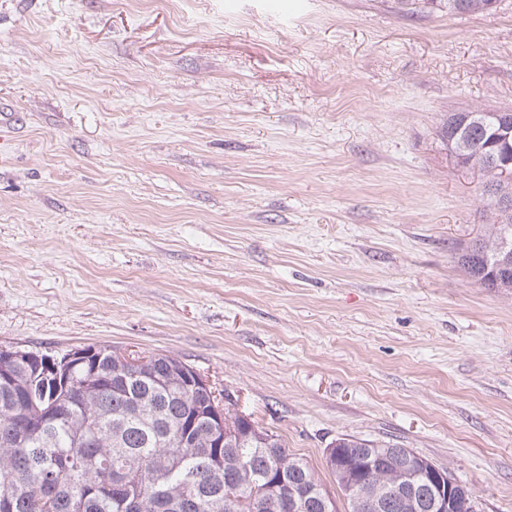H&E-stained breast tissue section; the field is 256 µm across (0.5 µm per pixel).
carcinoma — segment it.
Masks as SVG:
<instances>
[{"instance_id":"carcinoma-1","label":"carcinoma","mask_w":512,"mask_h":512,"mask_svg":"<svg viewBox=\"0 0 512 512\" xmlns=\"http://www.w3.org/2000/svg\"><path fill=\"white\" fill-rule=\"evenodd\" d=\"M448 0L450 13H478L488 0ZM458 138L479 145L465 160L487 177L493 223L461 249L458 263L484 285L502 239L512 241V210L501 204V167L512 173V112L471 109L448 113ZM68 382L45 383L42 373L17 358L6 362L12 381L0 383V512H291L286 492L294 483L324 492L307 461L244 437L235 448L183 440L186 431L210 435L209 395L181 383L183 362L150 352L136 368L112 346L87 347ZM352 465L329 468L355 512L349 484L364 478L388 494L410 480L394 466L374 461L359 470L355 459L386 445L353 436L333 442Z\"/></svg>"}]
</instances>
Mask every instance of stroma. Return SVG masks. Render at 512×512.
Listing matches in <instances>:
<instances>
[{"instance_id":"35a3bbf8","label":"stroma","mask_w":512,"mask_h":512,"mask_svg":"<svg viewBox=\"0 0 512 512\" xmlns=\"http://www.w3.org/2000/svg\"><path fill=\"white\" fill-rule=\"evenodd\" d=\"M0 345L174 356L328 491L336 438L512 512V292L449 113L512 108V0H0ZM366 442H370L372 445L369 446ZM332 444L333 448H337L349 462H354L355 459L361 456V448H372L373 457L384 454L387 449L385 444L374 443L373 441H367L353 436L336 438L335 442Z\"/></svg>"}]
</instances>
